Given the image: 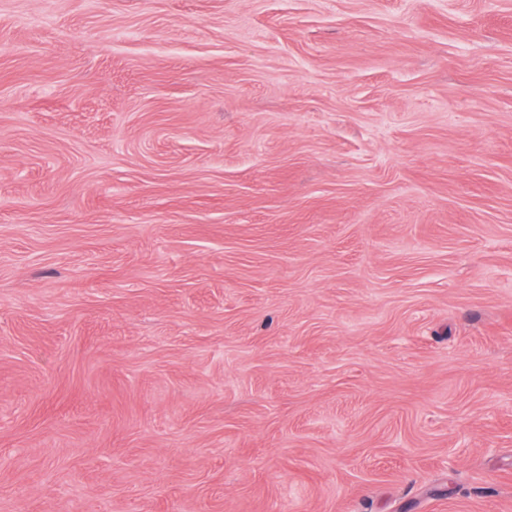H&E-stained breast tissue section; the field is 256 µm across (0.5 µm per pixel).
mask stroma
Segmentation results:
<instances>
[{
	"instance_id": "obj_1",
	"label": "stroma",
	"mask_w": 512,
	"mask_h": 512,
	"mask_svg": "<svg viewBox=\"0 0 512 512\" xmlns=\"http://www.w3.org/2000/svg\"><path fill=\"white\" fill-rule=\"evenodd\" d=\"M0 512H512V0H0Z\"/></svg>"
}]
</instances>
